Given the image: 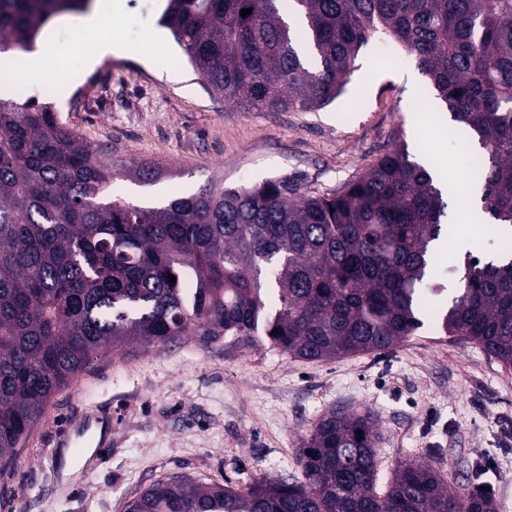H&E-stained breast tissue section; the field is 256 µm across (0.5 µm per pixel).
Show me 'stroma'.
Instances as JSON below:
<instances>
[{
  "instance_id": "obj_1",
  "label": "stroma",
  "mask_w": 512,
  "mask_h": 512,
  "mask_svg": "<svg viewBox=\"0 0 512 512\" xmlns=\"http://www.w3.org/2000/svg\"><path fill=\"white\" fill-rule=\"evenodd\" d=\"M168 0H106L97 31L78 14L53 18L41 35V67L0 73V98L55 106L63 122L103 150V161L156 163L161 179H125L113 194L142 206L206 186L285 177L329 188L361 175L395 140L421 142L451 184L447 223L468 251L493 258L474 216L465 132L409 57L380 41L363 47L343 93L320 109L269 112L214 94L158 20ZM117 37L128 54L88 66L82 41ZM63 68L74 81L47 79ZM371 410L379 424L380 482L403 462L438 470L451 493L486 487L496 512H512V370L478 346L425 324L383 352L297 360L256 346L203 347L190 336L133 354H99L49 402L13 466L0 470V512H123L128 499L173 474L244 489L299 474L298 453L319 419L338 408ZM99 413L112 416V444L65 471L58 432Z\"/></svg>"
}]
</instances>
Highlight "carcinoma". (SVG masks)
<instances>
[{"label": "carcinoma", "instance_id": "1", "mask_svg": "<svg viewBox=\"0 0 512 512\" xmlns=\"http://www.w3.org/2000/svg\"><path fill=\"white\" fill-rule=\"evenodd\" d=\"M91 2L0 0V53L31 49L54 16ZM161 25L215 93L271 112L329 104L378 33L413 56L482 150L471 173L505 258L465 253L434 323L512 369V0H169ZM163 173L100 160L49 103L0 99L1 465L103 350L265 336L319 361L387 350L424 325L448 195L406 143L337 188L220 182L159 207L112 194ZM379 440L371 411L333 409L303 441L300 479L236 491L171 475L124 512H494L415 462L379 491Z\"/></svg>", "mask_w": 512, "mask_h": 512}]
</instances>
